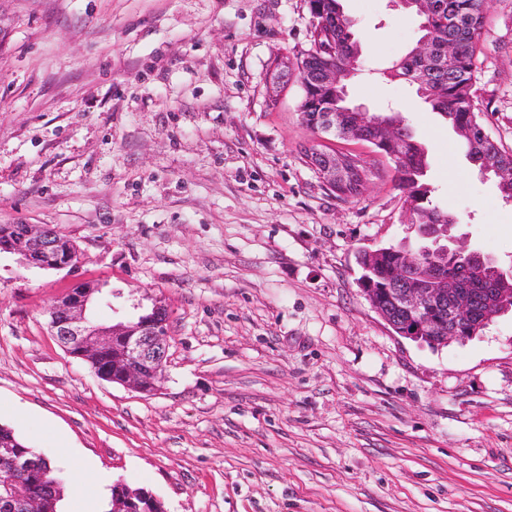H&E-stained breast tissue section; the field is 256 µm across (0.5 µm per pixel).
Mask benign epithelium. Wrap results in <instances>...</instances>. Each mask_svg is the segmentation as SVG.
I'll return each mask as SVG.
<instances>
[{"mask_svg": "<svg viewBox=\"0 0 512 512\" xmlns=\"http://www.w3.org/2000/svg\"><path fill=\"white\" fill-rule=\"evenodd\" d=\"M336 31V17L325 11L313 10L310 32L330 35ZM297 73V59L279 57L270 72V89L276 92ZM314 84L327 88L333 95L315 104L323 113L320 141L331 144L336 130L350 140L362 135L361 129L372 128L379 138L391 144L396 141L399 127L394 116L370 113L362 105L345 104L336 108V87L342 85V75L327 60L320 58ZM357 114L354 126L344 122L343 113ZM309 166L331 190L346 183L349 166L366 168L358 154L348 157L334 155L324 149L302 153ZM447 224H423L421 234L429 243L424 248L406 247L396 252L386 246L365 249L358 254L362 269L359 286L371 308L392 333L431 347H444L452 342L463 343L487 328L493 320L512 309V298L500 288H470L459 276L448 273V258L457 259L456 267L466 272L484 273L494 262L479 252L460 245L453 237L440 243ZM16 257L23 266L46 270H62L76 265L74 243L49 225L1 224L0 255ZM389 288L374 287L370 274L379 269L385 259ZM98 287L92 282H79L67 294L53 301L47 310L49 328L60 345L85 363L94 364L101 353L115 351L117 373L100 379L119 384L139 394L149 396L157 390V382L165 371L169 340L167 321L169 308L162 298L154 299L150 318L140 324L132 321L112 326L96 323L90 308Z\"/></svg>", "mask_w": 512, "mask_h": 512, "instance_id": "7a95c632", "label": "benign epithelium"}]
</instances>
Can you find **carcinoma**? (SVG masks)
<instances>
[{
    "label": "carcinoma",
    "mask_w": 512,
    "mask_h": 512,
    "mask_svg": "<svg viewBox=\"0 0 512 512\" xmlns=\"http://www.w3.org/2000/svg\"><path fill=\"white\" fill-rule=\"evenodd\" d=\"M326 10L336 7V70L350 73L358 70V40L354 28L347 27L348 19L342 0H315ZM491 0H434L433 8L423 17L426 29L437 48L451 43L453 54L448 63L441 65L438 57L418 58L408 52L393 63L389 76L416 85V95L432 111L442 114L461 135L466 156L479 165L512 168V151L504 149L486 133L479 110L475 107V72L478 59V39L489 12ZM322 43L311 41L305 53L308 57L309 74L298 71V79L314 77ZM378 149L394 155L392 163L397 173L398 186L405 202L414 206L419 214L435 224H455L457 219L450 213L429 204V185L425 182L428 155L408 126H403L400 137L387 148L376 143ZM10 447L14 453L0 459V512H58L61 500L62 479L52 462L41 453L26 445L12 429L0 427V448ZM15 478L23 479L29 486L27 507L15 501L9 487ZM156 505L148 499L129 503L119 492V486L111 488L105 512H155Z\"/></svg>",
    "instance_id": "1"
}]
</instances>
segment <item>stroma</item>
<instances>
[{
	"label": "stroma",
	"instance_id": "1",
	"mask_svg": "<svg viewBox=\"0 0 512 512\" xmlns=\"http://www.w3.org/2000/svg\"><path fill=\"white\" fill-rule=\"evenodd\" d=\"M350 98L398 111L429 155L450 234L512 265V203L447 121L384 70L416 16L343 0ZM307 0H0V224H48L76 273L0 257V425L71 486L93 463L167 512H512V311L464 343L392 334L363 297L360 250L417 243L388 161L358 200L301 160L314 133L275 56L310 47ZM475 104L512 150V0L480 37ZM112 325L171 312L154 395L93 375L47 310L77 282ZM297 59L288 58V55H281L270 72L271 98L275 99L274 93L281 85L288 83V77L296 75Z\"/></svg>",
	"mask_w": 512,
	"mask_h": 512
}]
</instances>
